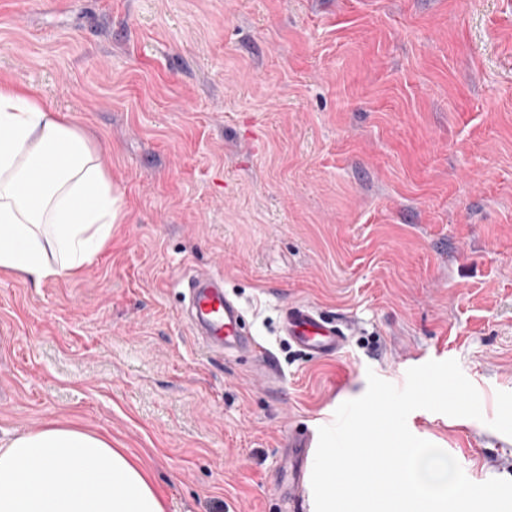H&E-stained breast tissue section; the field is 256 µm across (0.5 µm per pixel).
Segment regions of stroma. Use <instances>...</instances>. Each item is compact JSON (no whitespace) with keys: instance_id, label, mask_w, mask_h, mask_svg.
<instances>
[{"instance_id":"stroma-1","label":"stroma","mask_w":512,"mask_h":512,"mask_svg":"<svg viewBox=\"0 0 512 512\" xmlns=\"http://www.w3.org/2000/svg\"><path fill=\"white\" fill-rule=\"evenodd\" d=\"M3 80L109 146L126 217L79 276L0 271V438L73 421L166 512H286L289 434L454 359L483 420L408 427L512 480V0H0ZM209 272L270 359L193 334ZM298 302L339 355L282 336ZM351 324L328 319L306 303L288 305L280 317V331L312 358L338 355L344 348Z\"/></svg>"}]
</instances>
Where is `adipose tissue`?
<instances>
[{"label": "adipose tissue", "instance_id": "adipose-tissue-1", "mask_svg": "<svg viewBox=\"0 0 512 512\" xmlns=\"http://www.w3.org/2000/svg\"><path fill=\"white\" fill-rule=\"evenodd\" d=\"M122 211L103 152L31 90L0 82V269L34 284L91 264ZM0 512H166L111 438L51 422L0 442Z\"/></svg>", "mask_w": 512, "mask_h": 512}]
</instances>
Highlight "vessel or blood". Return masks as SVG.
<instances>
[{"label": "vessel or blood", "mask_w": 512, "mask_h": 512, "mask_svg": "<svg viewBox=\"0 0 512 512\" xmlns=\"http://www.w3.org/2000/svg\"><path fill=\"white\" fill-rule=\"evenodd\" d=\"M188 288L193 324L202 328L208 339L230 352L258 349V342L243 325L240 308L224 290L222 275L194 277ZM348 328L347 322L327 318L306 303L289 305L280 317L283 335L313 358L339 354L345 346ZM317 445L315 433L296 434L282 452L281 471L288 478L285 499L291 512H301L303 501L309 496L311 464Z\"/></svg>", "instance_id": "b4317fda"}]
</instances>
